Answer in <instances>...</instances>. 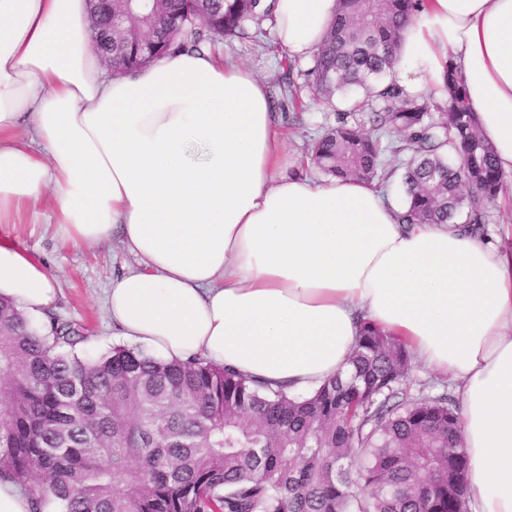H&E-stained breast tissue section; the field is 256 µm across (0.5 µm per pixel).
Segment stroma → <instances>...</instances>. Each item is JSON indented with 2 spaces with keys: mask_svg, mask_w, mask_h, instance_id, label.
<instances>
[{
  "mask_svg": "<svg viewBox=\"0 0 512 512\" xmlns=\"http://www.w3.org/2000/svg\"><path fill=\"white\" fill-rule=\"evenodd\" d=\"M267 34L260 42L237 38H220L214 49L229 53L236 61L252 70L269 87L272 96H279V85L285 80L281 65L282 53L269 36L270 22H263ZM312 60L296 62L294 81L306 105L299 124L293 125L288 138V150L297 156H307L314 138L323 128L335 122L336 113L316 93L305 72ZM0 237L12 240L28 251L52 274L60 288L54 317L71 324L87 337L81 354L95 356L119 344L113 336L112 324L104 309V291L112 277L125 271L132 263L120 240L106 245L73 247L62 244L51 224H16L0 226Z\"/></svg>",
  "mask_w": 512,
  "mask_h": 512,
  "instance_id": "obj_1",
  "label": "stroma"
}]
</instances>
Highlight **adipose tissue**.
Wrapping results in <instances>:
<instances>
[{
    "mask_svg": "<svg viewBox=\"0 0 512 512\" xmlns=\"http://www.w3.org/2000/svg\"><path fill=\"white\" fill-rule=\"evenodd\" d=\"M337 0H276L274 43L312 57ZM512 188V0H424L389 79L440 92L446 62ZM267 85L209 49L114 75L87 0H0V225L72 246L120 237L105 291L128 347L201 357L307 394L369 321L458 384L470 512H512V239L404 224L376 184L299 174ZM0 298L47 321L53 276L0 239Z\"/></svg>",
    "mask_w": 512,
    "mask_h": 512,
    "instance_id": "obj_1",
    "label": "adipose tissue"
}]
</instances>
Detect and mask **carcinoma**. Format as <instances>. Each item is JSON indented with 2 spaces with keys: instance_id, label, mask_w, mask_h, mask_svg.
I'll use <instances>...</instances> for the list:
<instances>
[{
  "instance_id": "obj_1",
  "label": "carcinoma",
  "mask_w": 512,
  "mask_h": 512,
  "mask_svg": "<svg viewBox=\"0 0 512 512\" xmlns=\"http://www.w3.org/2000/svg\"><path fill=\"white\" fill-rule=\"evenodd\" d=\"M309 71L327 99L349 96L311 150L325 175L386 183L384 154H409L405 224L464 218L485 234L502 175L455 72L445 95L411 98L386 79L422 0H339ZM266 0H153L158 55L218 34L257 36ZM144 63L129 43L113 72ZM87 340L56 318L37 330L0 300V479L31 512H459L467 456L455 400L413 399L405 345L363 321L350 378L312 396L260 391L204 359L164 363Z\"/></svg>"
}]
</instances>
